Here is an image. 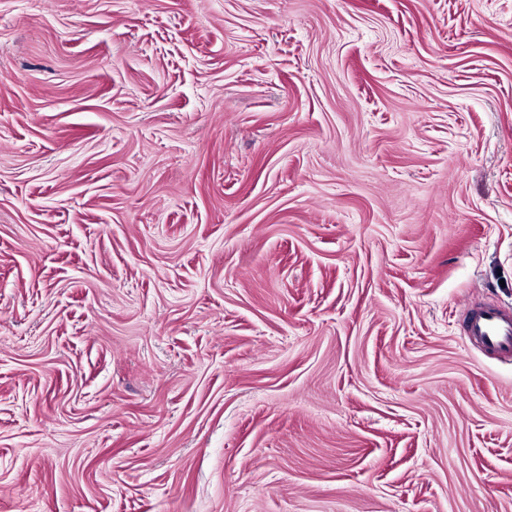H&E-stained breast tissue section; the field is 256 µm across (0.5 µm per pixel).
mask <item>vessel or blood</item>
I'll use <instances>...</instances> for the list:
<instances>
[{"label": "vessel or blood", "mask_w": 512, "mask_h": 512, "mask_svg": "<svg viewBox=\"0 0 512 512\" xmlns=\"http://www.w3.org/2000/svg\"><path fill=\"white\" fill-rule=\"evenodd\" d=\"M465 334L469 341L486 354L512 357V311L496 306L472 309L467 317Z\"/></svg>", "instance_id": "b4317fda"}]
</instances>
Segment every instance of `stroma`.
<instances>
[{"label": "stroma", "mask_w": 512, "mask_h": 512, "mask_svg": "<svg viewBox=\"0 0 512 512\" xmlns=\"http://www.w3.org/2000/svg\"><path fill=\"white\" fill-rule=\"evenodd\" d=\"M512 0H0V512H512ZM465 335L486 354L512 357V314L496 306L472 309L467 317Z\"/></svg>", "instance_id": "stroma-1"}]
</instances>
